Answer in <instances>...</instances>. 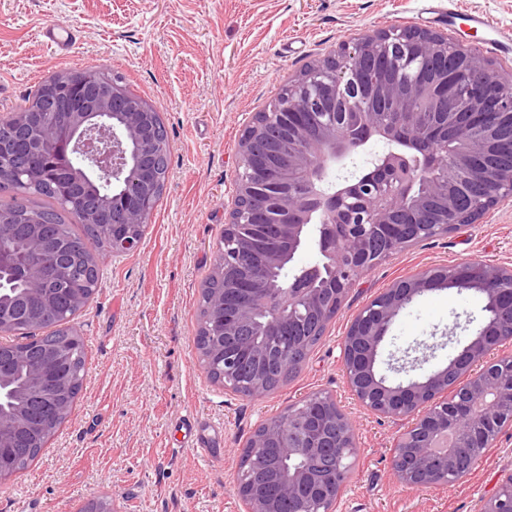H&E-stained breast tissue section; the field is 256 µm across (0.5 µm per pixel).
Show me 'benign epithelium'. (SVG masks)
<instances>
[{
  "instance_id": "obj_1",
  "label": "benign epithelium",
  "mask_w": 512,
  "mask_h": 512,
  "mask_svg": "<svg viewBox=\"0 0 512 512\" xmlns=\"http://www.w3.org/2000/svg\"><path fill=\"white\" fill-rule=\"evenodd\" d=\"M414 64L410 78L398 71L394 55ZM89 66L55 77L26 112L0 117L14 129L0 133V160L16 161L15 177L37 172L34 159H78L73 181H103L122 187L113 196L124 220L110 224L112 256L136 252L139 232L152 213L151 184L167 180L158 139L159 112L119 80L100 82ZM273 112L253 117L240 139L234 195L224 232V390L259 398L268 394L267 378L280 371L291 350L303 342L295 332V311L312 312L327 328L330 310L317 299L322 267L335 265L334 304L346 297L376 261L368 245L384 239L404 249L411 240L432 239L466 230L487 212L512 199V181L482 187L479 201L462 204L450 180H424L427 163L446 142L448 115L454 116L456 151L448 173L477 166L497 170L512 165V69L496 64L477 48L446 33L390 26L367 31L338 44L314 60L286 85ZM342 104L354 118L320 124L317 115ZM434 115L424 128L419 113ZM383 150L370 155V169L350 180L333 176L372 142ZM276 175L269 207L246 211L256 194L250 169ZM32 222L30 240L46 261L24 271L38 294L45 268L65 277L70 255L64 246L38 241ZM253 224L270 240L288 239V254L269 251L267 270L284 265L307 241L320 261L286 279L241 276L250 251L239 228ZM414 233L407 234L408 225ZM483 266L485 277L468 278L462 270ZM512 270L467 260L437 265L396 281L355 316L340 343L341 361L352 395L367 411L397 425L390 464L397 480L412 491L443 488L469 476L481 455L474 448L497 446L512 426V353L499 354L512 336V290L496 280ZM466 288L480 294L485 316L468 343L448 365L406 384L392 383L379 368L385 339L402 312L432 290ZM40 376L53 387L69 381L55 353L40 363ZM357 433L336 400L327 393L309 395L280 415L259 424L243 452L236 475L245 512H283L285 501L311 503L309 512H332L341 499L357 448ZM279 471L271 490L256 477L252 464ZM475 512H512V475L499 493L480 498Z\"/></svg>"
}]
</instances>
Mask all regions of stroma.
Masks as SVG:
<instances>
[{"label":"stroma","mask_w":512,"mask_h":512,"mask_svg":"<svg viewBox=\"0 0 512 512\" xmlns=\"http://www.w3.org/2000/svg\"><path fill=\"white\" fill-rule=\"evenodd\" d=\"M478 12L512 29V0H0V116L18 111L50 76L93 65L121 76L160 113L169 175L139 250L105 259L96 294L73 322L85 346L68 419L23 470L0 482V512H82L101 497L117 512H244L236 474L257 426L315 392L333 395L359 444L337 512H473L512 474V428L469 477L411 491L390 467L397 430L352 398L339 343L380 292L435 264L479 259L512 268V201L466 232L413 244L366 272L296 377L253 399L226 392L203 370L195 343L203 281L231 207L243 129L282 85L338 43L367 30L413 25L464 35L488 53ZM74 27L69 49L49 48L48 23ZM483 300L434 290L395 322L385 352L450 335L417 378L447 365L480 321ZM190 414L220 430L217 460L181 448Z\"/></svg>","instance_id":"stroma-1"}]
</instances>
